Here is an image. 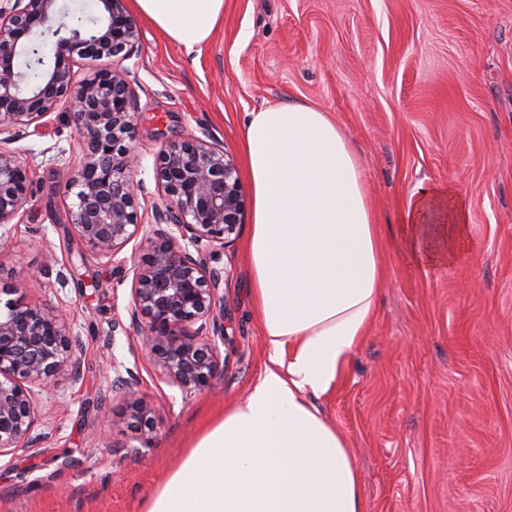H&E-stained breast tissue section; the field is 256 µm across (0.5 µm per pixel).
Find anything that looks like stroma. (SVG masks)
I'll return each instance as SVG.
<instances>
[{"label":"stroma","instance_id":"35a3bbf8","mask_svg":"<svg viewBox=\"0 0 512 512\" xmlns=\"http://www.w3.org/2000/svg\"><path fill=\"white\" fill-rule=\"evenodd\" d=\"M133 90L144 221L166 142L209 135L242 163L246 113L328 112L366 163L386 279L368 336L315 404L342 433L366 512H512V0H224L188 50L141 24ZM12 150L33 195L0 252V281L67 323L83 364L36 397L35 447L0 457V512H144L167 473L257 381L267 348L250 302L246 233L206 255L224 310L221 379L182 393L157 377L131 321L132 240L100 258L72 234L64 185L80 162L67 109ZM466 200L471 243L415 271L393 243L418 185ZM133 372L155 434L140 440L113 387Z\"/></svg>","mask_w":512,"mask_h":512}]
</instances>
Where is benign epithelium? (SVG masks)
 <instances>
[{
	"label": "benign epithelium",
	"mask_w": 512,
	"mask_h": 512,
	"mask_svg": "<svg viewBox=\"0 0 512 512\" xmlns=\"http://www.w3.org/2000/svg\"><path fill=\"white\" fill-rule=\"evenodd\" d=\"M58 0H0V229L13 223L32 193L30 171L8 148L18 127L38 130L67 106L84 160L65 185L69 225L104 258H115L134 239L147 247L132 263V315L160 378L183 392L211 389L219 379L223 314L218 274L194 256L224 246L242 224L244 193L232 156L205 138L169 142L154 174L166 201L154 223L141 222L140 160L130 112L127 70L119 65L77 78L81 59H129L140 30L126 0H96L94 20L65 22ZM50 52H45L48 37ZM26 56L27 70L18 58ZM167 229L159 231L156 226ZM26 284L0 288V456L33 445L35 388L77 372L80 355L65 323L25 301ZM140 439H152L150 408L134 376L118 378Z\"/></svg>",
	"instance_id": "obj_1"
}]
</instances>
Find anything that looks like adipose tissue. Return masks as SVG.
<instances>
[{
	"label": "adipose tissue",
	"instance_id": "1",
	"mask_svg": "<svg viewBox=\"0 0 512 512\" xmlns=\"http://www.w3.org/2000/svg\"><path fill=\"white\" fill-rule=\"evenodd\" d=\"M136 17L186 49L208 42L224 0H132ZM250 296L268 350L256 383L225 408L149 498L145 512H365L348 443L315 406L366 336L384 277L366 167L335 120L281 103L247 113ZM398 226L417 269L453 266L469 210L418 185Z\"/></svg>",
	"mask_w": 512,
	"mask_h": 512
}]
</instances>
